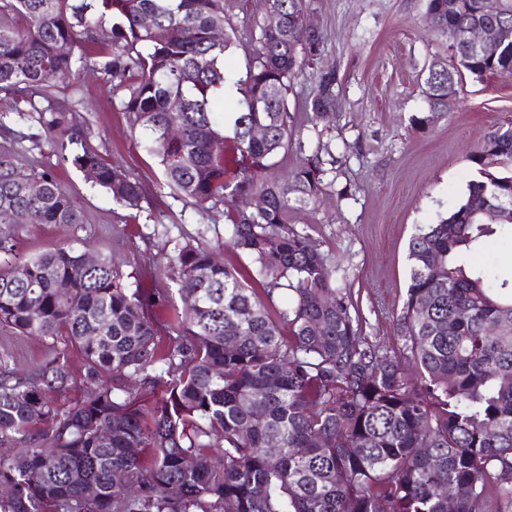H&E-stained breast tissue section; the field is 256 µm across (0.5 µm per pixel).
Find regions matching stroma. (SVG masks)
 <instances>
[{
    "instance_id": "1",
    "label": "stroma",
    "mask_w": 512,
    "mask_h": 512,
    "mask_svg": "<svg viewBox=\"0 0 512 512\" xmlns=\"http://www.w3.org/2000/svg\"><path fill=\"white\" fill-rule=\"evenodd\" d=\"M424 11V0H310V17L326 38L323 64L341 81L323 138L336 147L342 160L336 184L349 193L324 197L292 220L335 264L363 336L391 355L403 350L396 317L408 286L410 236L417 225L435 223L458 205L468 183L480 177L473 152L512 123V76L500 75L464 78L445 116L426 128L413 123L426 109L421 90L429 61L450 54L445 40L426 27ZM224 12L236 35L224 68L239 77L257 46L262 0H226ZM113 99L107 77L85 71L53 93L54 105L91 128L92 146L145 186L149 202L137 212L115 205L105 190L60 162L38 122L44 100L21 114L12 97L0 94V137L14 140L23 164L50 168L77 194L88 218L72 227L16 225V252L30 258L62 244L93 256L105 252L149 290L162 285L154 264L158 246L194 238L223 242L224 221L197 212L190 199L165 185L157 159L139 146V128L115 110ZM3 349L31 373L55 345L36 336H0Z\"/></svg>"
}]
</instances>
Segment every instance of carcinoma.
I'll list each match as a JSON object with an SVG mask.
<instances>
[{"instance_id": "cac0c4a2", "label": "carcinoma", "mask_w": 512, "mask_h": 512, "mask_svg": "<svg viewBox=\"0 0 512 512\" xmlns=\"http://www.w3.org/2000/svg\"><path fill=\"white\" fill-rule=\"evenodd\" d=\"M456 3H425L452 61L426 69L428 114L412 118L420 126L448 110L461 72L512 75V0H499L494 15L483 0L465 11ZM263 7L278 26L260 27L235 80L224 70L234 44L224 0H0V92L29 102L81 69L109 77L123 91L116 109L140 128L169 188L200 211L232 198L225 244L262 286L242 282L214 246H163L155 260L164 276L180 293L189 281L198 287L178 325L164 327L155 310L171 289L129 282L105 254L85 268L73 246L21 259L13 235L1 236L0 335L63 346L27 375L0 357V512H512V283L475 262L485 238L512 239V222L498 220L512 206V126L473 156L481 178L459 204L409 240L397 317L409 371L361 336L336 267L291 224L293 212L347 188L336 192L340 160L329 144L298 135L288 111L289 92L325 55L324 34L308 25L307 0ZM483 22L507 30L495 56L459 39ZM230 83L237 107L218 111ZM339 88L335 69L320 72L305 99L312 130L336 111ZM175 103L179 133L169 138ZM38 122L61 162L94 171L116 205L142 208L141 183L89 145V127L57 108ZM228 133L232 170L213 150ZM292 143L300 164L269 176ZM17 169L6 138L0 224L22 213L30 224L87 222L51 169H30L24 186ZM255 195L265 199L258 211ZM72 347L83 355L78 375ZM117 472L124 483L112 481Z\"/></svg>"}]
</instances>
